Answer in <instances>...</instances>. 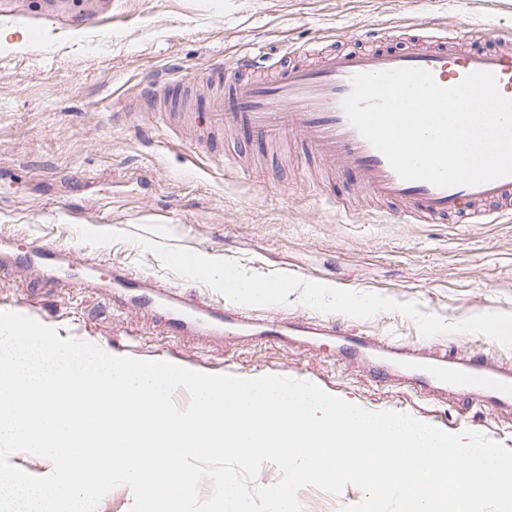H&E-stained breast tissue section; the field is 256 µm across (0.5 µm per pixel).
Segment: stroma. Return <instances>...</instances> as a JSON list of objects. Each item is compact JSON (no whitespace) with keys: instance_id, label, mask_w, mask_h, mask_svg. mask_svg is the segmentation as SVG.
I'll return each mask as SVG.
<instances>
[{"instance_id":"obj_1","label":"stroma","mask_w":512,"mask_h":512,"mask_svg":"<svg viewBox=\"0 0 512 512\" xmlns=\"http://www.w3.org/2000/svg\"><path fill=\"white\" fill-rule=\"evenodd\" d=\"M98 29L63 37L0 24V248L55 247L137 270L160 293L223 302L178 278L129 241L81 243L80 226L132 232L231 259L258 273L288 272L337 288L418 303L455 324L512 313V221L399 224L379 210L354 216L335 203L352 179L318 188L280 151L257 145L248 176L225 170L223 134L183 140L145 114L156 78L208 75L244 54L257 62L315 43L358 48L363 34L435 27L487 47L512 40V0H112ZM120 288H73L63 277L0 271V310L15 311L117 356L166 360L207 374H276L318 384L371 411L408 413L444 431L471 429L512 449V410L439 399L379 382L337 360L335 339L304 346L260 336H175L146 310L120 308ZM342 330L420 349L436 346L512 367V349L478 334L422 336L398 312L332 314Z\"/></svg>"}]
</instances>
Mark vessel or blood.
Segmentation results:
<instances>
[{"label": "vessel or blood", "mask_w": 512, "mask_h": 512, "mask_svg": "<svg viewBox=\"0 0 512 512\" xmlns=\"http://www.w3.org/2000/svg\"><path fill=\"white\" fill-rule=\"evenodd\" d=\"M41 21L62 35L99 24L90 12L62 20L45 15ZM250 66L249 58L239 59L236 68L242 71V78L228 92L204 97V111L193 123L196 131L225 129L259 143L279 131H294L306 152L289 154V163L301 165L303 155H311L317 162L314 173L323 184L353 176L360 194L376 205L387 206L394 222L400 224H440L451 217H464L473 224H493L512 217V176L447 188L401 180L383 154L351 125L341 106L355 74L402 67L425 69L444 87L458 84L471 72L489 71L495 74L500 93L512 99L511 47L481 49L463 39L425 30L412 34L407 48L334 51L314 67L283 65L279 76L272 80L246 76ZM10 261L15 267L38 274L57 267L68 268L73 271L78 288L86 285L82 272L93 266L88 258L44 246L11 255ZM108 277L126 288L128 310L156 311L160 321L180 335L208 329L243 336L251 328L257 335L278 339L291 331L300 336L326 333L325 327L299 317L258 320L238 308L215 307L202 319L192 315L181 300L160 310L144 293L145 282L139 274L115 267L109 270ZM336 357L367 368L381 380L401 375L406 382L429 393L463 396L484 407L512 408V368L492 364L482 357L444 351L423 354L389 341L347 333L337 337Z\"/></svg>", "instance_id": "vessel-or-blood-1"}]
</instances>
